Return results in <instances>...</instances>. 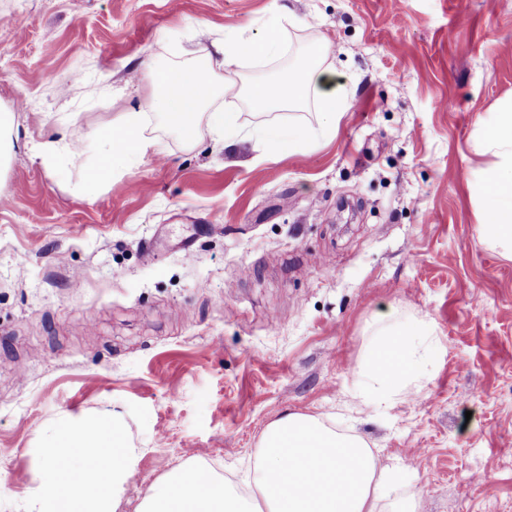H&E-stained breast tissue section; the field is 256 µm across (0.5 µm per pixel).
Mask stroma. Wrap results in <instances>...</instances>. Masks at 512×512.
Instances as JSON below:
<instances>
[{"label":"stroma","mask_w":512,"mask_h":512,"mask_svg":"<svg viewBox=\"0 0 512 512\" xmlns=\"http://www.w3.org/2000/svg\"><path fill=\"white\" fill-rule=\"evenodd\" d=\"M277 11L280 60L240 72L276 77L329 38L353 100L330 141L256 164L152 114L161 156L88 186L99 130L149 93L136 67ZM508 99L512 0H0V512H27L61 424L112 411V512L187 468L247 487L288 411L398 468L381 512H512V260L481 242L474 191L479 125ZM232 106L248 130L320 121ZM60 138L79 161L29 151ZM389 316L437 346L418 392L379 405L356 366Z\"/></svg>","instance_id":"stroma-1"}]
</instances>
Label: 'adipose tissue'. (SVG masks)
<instances>
[{
  "label": "adipose tissue",
  "mask_w": 512,
  "mask_h": 512,
  "mask_svg": "<svg viewBox=\"0 0 512 512\" xmlns=\"http://www.w3.org/2000/svg\"><path fill=\"white\" fill-rule=\"evenodd\" d=\"M287 21V15H274L262 37L228 33L212 42L205 56L190 51L177 65L147 70L149 97L101 131V154L90 183L111 179L117 169L155 148V141L142 133L149 112L159 115L188 144L195 142L203 122L231 151L247 142L261 157L314 151L350 107L335 70L323 64L333 52L330 40L320 41L316 65L295 66L276 79L246 86L235 78L245 59L271 60L280 53V33ZM230 93L246 95L256 109L267 112L296 109L310 98L323 121L311 130L267 126L250 133L244 131L239 112L218 106V98ZM479 144L494 157L481 183L485 204L480 238L510 257L512 101L501 104L493 120L480 126ZM428 333L422 323L378 324L373 351L359 365L378 402L406 392L413 368L422 362L419 342ZM124 446L121 425L110 417L77 428L63 424L41 450L44 483L33 489L28 512H111L112 492L124 478ZM396 477L359 435L337 431L311 415L288 412L270 423L260 438L250 476L251 498L245 505L227 493L223 480L209 481L200 491L194 472L184 471L153 489L141 512H376L378 500Z\"/></svg>",
  "instance_id": "adipose-tissue-1"
}]
</instances>
